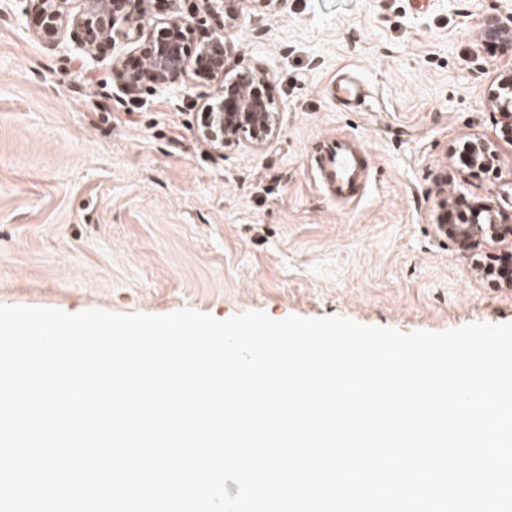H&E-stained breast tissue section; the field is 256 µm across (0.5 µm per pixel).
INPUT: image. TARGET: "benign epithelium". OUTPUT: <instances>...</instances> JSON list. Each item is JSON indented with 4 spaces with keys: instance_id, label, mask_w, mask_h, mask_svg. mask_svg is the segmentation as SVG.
<instances>
[{
    "instance_id": "obj_1",
    "label": "benign epithelium",
    "mask_w": 512,
    "mask_h": 512,
    "mask_svg": "<svg viewBox=\"0 0 512 512\" xmlns=\"http://www.w3.org/2000/svg\"><path fill=\"white\" fill-rule=\"evenodd\" d=\"M35 19V31L43 38H55L64 28L72 26L86 51L98 50L112 41L118 21L129 24L134 39L139 41L138 57L149 61L151 82L160 88L177 83L194 58L196 71L210 80L224 73V44L218 38H196L201 21L186 19L181 11L166 26L144 34L139 23L141 0H80L78 12H71L73 0H29ZM209 14L217 11L236 17L246 6L275 11L286 0H202ZM143 76L135 68L120 72L122 90L135 95L141 89ZM266 77L263 72L243 69L219 88L218 95L205 105V121L199 136L221 146L244 144L260 147L275 136L279 116L271 100L262 92ZM492 104L500 119L492 135L474 134L461 144V153L468 160L469 170L492 168L500 160L504 145H512V73L505 72L498 90L491 94ZM504 212L492 202L468 206L460 217L443 213L439 231L454 240L459 257L471 265L486 266L491 251L512 237V225L503 223Z\"/></svg>"
}]
</instances>
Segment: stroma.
<instances>
[{"instance_id": "obj_1", "label": "stroma", "mask_w": 512, "mask_h": 512, "mask_svg": "<svg viewBox=\"0 0 512 512\" xmlns=\"http://www.w3.org/2000/svg\"><path fill=\"white\" fill-rule=\"evenodd\" d=\"M27 0H0V304L225 319L338 315L402 332L512 322V288L483 277L438 227L447 200L512 206V147L462 172L453 148L492 135L488 92L512 69V0H288L218 13L228 73L262 70L279 132L215 147L197 126L215 84L130 96L124 34L88 56L46 39ZM367 84L356 109L331 87ZM359 145L367 186L331 199L313 154Z\"/></svg>"}]
</instances>
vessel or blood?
<instances>
[{
	"instance_id": "obj_1",
	"label": "vessel or blood",
	"mask_w": 512,
	"mask_h": 512,
	"mask_svg": "<svg viewBox=\"0 0 512 512\" xmlns=\"http://www.w3.org/2000/svg\"><path fill=\"white\" fill-rule=\"evenodd\" d=\"M335 96L348 107H357L365 101L362 84L349 73L336 79ZM367 166L364 152L342 139H323L319 146V171L321 184L328 194L339 200L354 197L361 186V175Z\"/></svg>"
}]
</instances>
